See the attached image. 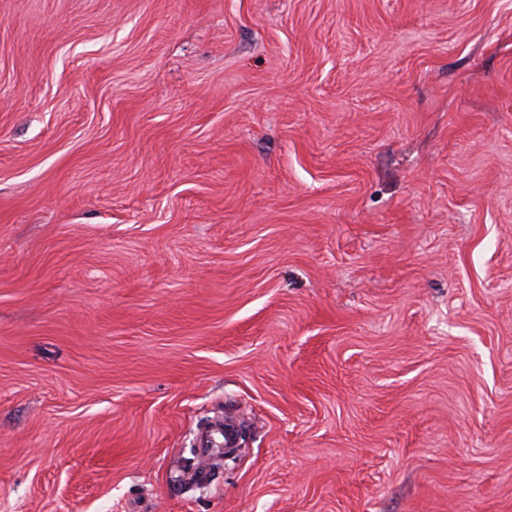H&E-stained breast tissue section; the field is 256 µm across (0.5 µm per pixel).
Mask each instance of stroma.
I'll list each match as a JSON object with an SVG mask.
<instances>
[{
	"label": "stroma",
	"instance_id": "obj_1",
	"mask_svg": "<svg viewBox=\"0 0 512 512\" xmlns=\"http://www.w3.org/2000/svg\"><path fill=\"white\" fill-rule=\"evenodd\" d=\"M0 512H512V0H0Z\"/></svg>",
	"mask_w": 512,
	"mask_h": 512
}]
</instances>
